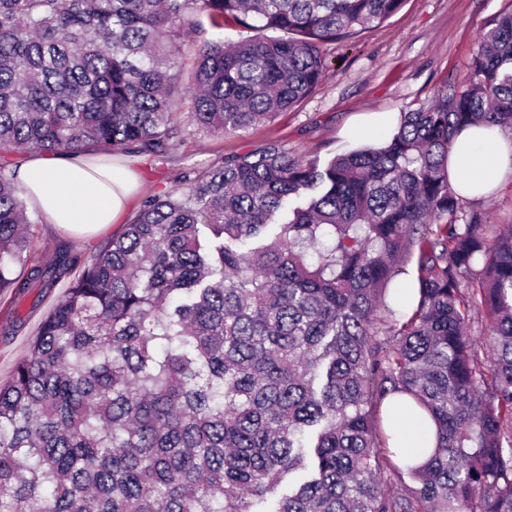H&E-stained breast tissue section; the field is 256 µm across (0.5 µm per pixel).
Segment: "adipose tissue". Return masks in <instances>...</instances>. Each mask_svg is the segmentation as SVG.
Wrapping results in <instances>:
<instances>
[{
	"label": "adipose tissue",
	"instance_id": "1",
	"mask_svg": "<svg viewBox=\"0 0 512 512\" xmlns=\"http://www.w3.org/2000/svg\"><path fill=\"white\" fill-rule=\"evenodd\" d=\"M448 171L460 194L481 197L512 177V133L499 127L472 126L455 139ZM25 195L49 223L94 232L114 224L126 208L137 177L110 168H95L83 158L38 156L19 171ZM394 442L404 457L421 458L434 442L432 427L406 406L391 414Z\"/></svg>",
	"mask_w": 512,
	"mask_h": 512
}]
</instances>
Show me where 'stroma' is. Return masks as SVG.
I'll list each match as a JSON object with an SVG mask.
<instances>
[{"label": "stroma", "mask_w": 512, "mask_h": 512, "mask_svg": "<svg viewBox=\"0 0 512 512\" xmlns=\"http://www.w3.org/2000/svg\"><path fill=\"white\" fill-rule=\"evenodd\" d=\"M512 11V0H406L380 26L323 46L327 71L320 86L300 105L273 121L232 134H210L187 127L172 161L140 156L118 160V168L139 175L137 200L175 188L177 169L202 168L226 155L271 142L285 144L300 159L327 161L361 147L360 130L374 126L378 139L396 128L402 112L430 104L439 92L466 86L479 35ZM463 211L480 212L485 223L512 224V180L488 197L462 199ZM114 224L93 236H76L47 221L31 225L32 256L49 261L61 249L83 256L119 233ZM57 285L38 308L22 302L20 332L0 339V381L9 380L42 318L63 294Z\"/></svg>", "instance_id": "1"}]
</instances>
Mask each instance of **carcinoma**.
<instances>
[{"instance_id":"obj_1","label":"carcinoma","mask_w":512,"mask_h":512,"mask_svg":"<svg viewBox=\"0 0 512 512\" xmlns=\"http://www.w3.org/2000/svg\"><path fill=\"white\" fill-rule=\"evenodd\" d=\"M404 3L0 0V153L165 158L177 100L210 133L270 122L323 81L324 43ZM199 13L254 35L203 41L183 85ZM471 125L512 130V12L468 87L383 143L182 171L88 259L34 262L1 162L0 295L68 287L0 384V512H512V225L462 214L448 151ZM396 398L434 423L420 463L389 446ZM485 322L486 315L481 308L474 309L471 312L470 334L476 342V347L480 355L486 357L490 356L491 347L489 344V336H487L485 332Z\"/></svg>"}]
</instances>
